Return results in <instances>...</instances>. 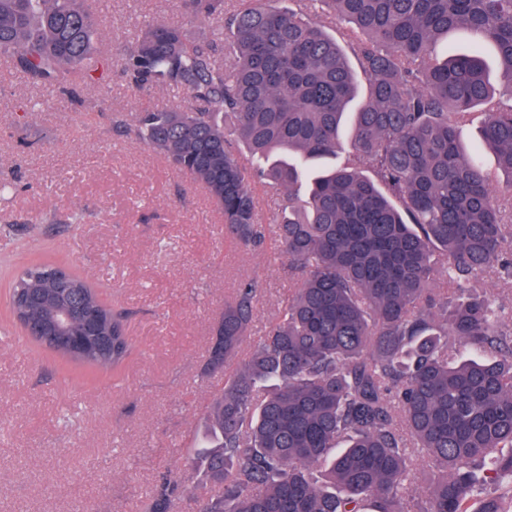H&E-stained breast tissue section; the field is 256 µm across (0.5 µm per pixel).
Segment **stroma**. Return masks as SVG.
Listing matches in <instances>:
<instances>
[{"label":"stroma","mask_w":512,"mask_h":512,"mask_svg":"<svg viewBox=\"0 0 512 512\" xmlns=\"http://www.w3.org/2000/svg\"><path fill=\"white\" fill-rule=\"evenodd\" d=\"M112 66L79 101L59 100L0 63V512H142L160 476L191 487L201 419L223 375L201 368L210 327L238 281L260 285L254 348L288 300L276 242L246 251L221 213L159 153L114 134L113 118L187 104L184 91L129 87L114 54L146 23L192 22L180 0H86ZM80 223H72V216ZM53 262L126 310L136 355L119 375L66 363L24 336L10 306L14 277ZM75 429L59 426L66 409Z\"/></svg>","instance_id":"35a3bbf8"}]
</instances>
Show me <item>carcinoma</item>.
Returning a JSON list of instances; mask_svg holds the SVG:
<instances>
[{
  "instance_id": "carcinoma-1",
  "label": "carcinoma",
  "mask_w": 512,
  "mask_h": 512,
  "mask_svg": "<svg viewBox=\"0 0 512 512\" xmlns=\"http://www.w3.org/2000/svg\"><path fill=\"white\" fill-rule=\"evenodd\" d=\"M82 0H0V59L34 84L78 99L104 61ZM240 0L224 32L152 23L118 47L138 90L186 91L192 106L139 113L113 126L197 182L224 233L248 250L270 237L295 288L204 419L203 479L163 478L144 512H512V318L473 290L481 274H512V0ZM321 3L350 24L348 48L306 21ZM205 20L224 0H183ZM471 45L434 47L450 32ZM494 46L496 92L481 47ZM339 166L308 164L342 149ZM482 111L478 148L458 128ZM284 194L274 225L257 218L255 184ZM62 266L39 263L13 286L16 320L108 340L55 353L122 369L135 353L126 316ZM448 272L449 293L432 288ZM258 286L238 282L216 319L202 374L225 371L252 326ZM477 354L460 358L461 351ZM434 479L412 496L419 468Z\"/></svg>"
}]
</instances>
